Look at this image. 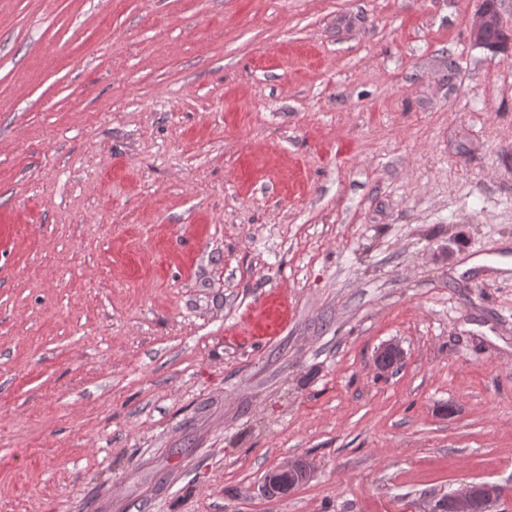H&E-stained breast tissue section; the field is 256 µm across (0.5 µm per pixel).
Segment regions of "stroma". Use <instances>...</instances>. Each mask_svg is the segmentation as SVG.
I'll use <instances>...</instances> for the list:
<instances>
[{
    "label": "stroma",
    "instance_id": "35a3bbf8",
    "mask_svg": "<svg viewBox=\"0 0 512 512\" xmlns=\"http://www.w3.org/2000/svg\"><path fill=\"white\" fill-rule=\"evenodd\" d=\"M482 3L0 0V512H512ZM404 352L398 343H387L377 352L375 363L381 372H388L403 359ZM309 471L310 464L306 459H292L287 465L277 467L268 473L263 491L269 495L289 493ZM502 496L495 495L485 483H474L461 491L450 493L435 499L429 511L431 512H472L473 504L478 499H485L486 505L491 509ZM489 509V511H491Z\"/></svg>",
    "mask_w": 512,
    "mask_h": 512
}]
</instances>
